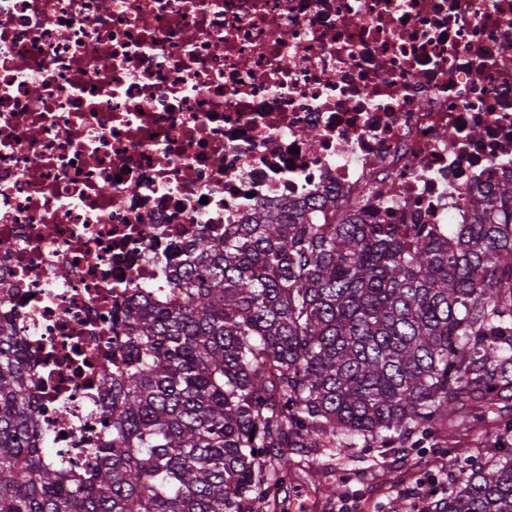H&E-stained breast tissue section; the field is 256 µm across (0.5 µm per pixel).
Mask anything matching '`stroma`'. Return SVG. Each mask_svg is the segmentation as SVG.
I'll list each match as a JSON object with an SVG mask.
<instances>
[{
	"label": "stroma",
	"instance_id": "stroma-1",
	"mask_svg": "<svg viewBox=\"0 0 512 512\" xmlns=\"http://www.w3.org/2000/svg\"><path fill=\"white\" fill-rule=\"evenodd\" d=\"M461 476L448 447L309 448L280 489V508L290 512L301 497L312 503L311 512H339L347 502L354 512H412L414 494L436 502L445 498L449 481ZM320 483L337 487L336 496L316 493Z\"/></svg>",
	"mask_w": 512,
	"mask_h": 512
}]
</instances>
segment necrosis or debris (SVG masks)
Returning a JSON list of instances; mask_svg holds the SVG:
<instances>
[{"label":"necrosis or debris","mask_w":512,"mask_h":512,"mask_svg":"<svg viewBox=\"0 0 512 512\" xmlns=\"http://www.w3.org/2000/svg\"><path fill=\"white\" fill-rule=\"evenodd\" d=\"M512 176V0H0V318L53 448L105 431L81 351L122 289L259 207L466 224Z\"/></svg>","instance_id":"necrosis-or-debris-1"}]
</instances>
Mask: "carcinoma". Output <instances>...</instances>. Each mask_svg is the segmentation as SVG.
I'll return each mask as SVG.
<instances>
[{"label": "carcinoma", "instance_id": "cac0c4a2", "mask_svg": "<svg viewBox=\"0 0 512 512\" xmlns=\"http://www.w3.org/2000/svg\"><path fill=\"white\" fill-rule=\"evenodd\" d=\"M509 308L512 177L450 233L262 208L187 244L165 287L123 289L99 378L112 427L81 472L51 454L32 354L0 320V512H267L300 448L433 436L468 463L460 436L512 430ZM436 512H512V455Z\"/></svg>", "mask_w": 512, "mask_h": 512}]
</instances>
